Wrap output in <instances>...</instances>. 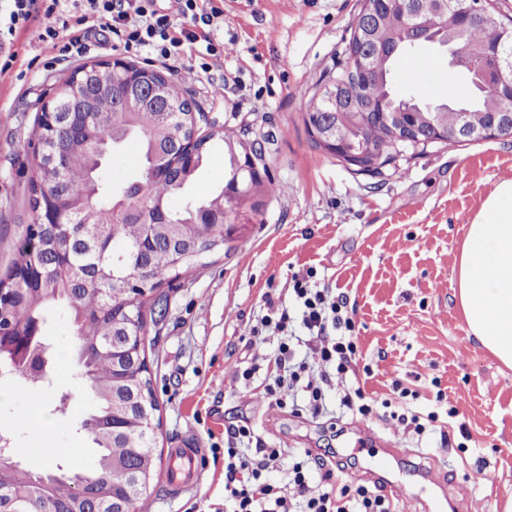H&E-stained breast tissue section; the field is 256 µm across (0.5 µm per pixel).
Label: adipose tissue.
I'll return each mask as SVG.
<instances>
[{
    "label": "adipose tissue",
    "instance_id": "1",
    "mask_svg": "<svg viewBox=\"0 0 512 512\" xmlns=\"http://www.w3.org/2000/svg\"><path fill=\"white\" fill-rule=\"evenodd\" d=\"M454 271L469 334L512 368V179L498 182L482 201Z\"/></svg>",
    "mask_w": 512,
    "mask_h": 512
}]
</instances>
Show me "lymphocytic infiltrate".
I'll return each mask as SVG.
<instances>
[{
	"instance_id": "1",
	"label": "lymphocytic infiltrate",
	"mask_w": 512,
	"mask_h": 512,
	"mask_svg": "<svg viewBox=\"0 0 512 512\" xmlns=\"http://www.w3.org/2000/svg\"><path fill=\"white\" fill-rule=\"evenodd\" d=\"M224 22V0H175L161 10L156 0H6L0 12V48L4 68L15 59L10 48L19 35L38 46L58 51L60 59L82 56L98 30L112 33L118 47L135 56L174 68L187 67L195 82L215 99L228 92L224 76V43L217 32ZM193 63H185L188 49ZM298 310L272 312L247 331L249 344L263 332L280 335L275 355L276 375L264 392L270 405L321 415L331 373L352 371L358 353L355 307L346 296L315 288L309 277L295 278ZM309 333V353L296 359L289 336L292 319ZM253 438L249 424L228 430L224 438V512H396L382 483L365 484L350 474H335L326 459L308 450L259 448L247 453ZM278 467L280 483L264 473ZM323 486L314 489L312 481Z\"/></svg>"
}]
</instances>
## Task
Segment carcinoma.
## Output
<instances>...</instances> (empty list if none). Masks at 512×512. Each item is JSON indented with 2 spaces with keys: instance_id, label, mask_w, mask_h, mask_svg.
I'll return each mask as SVG.
<instances>
[{
  "instance_id": "carcinoma-1",
  "label": "carcinoma",
  "mask_w": 512,
  "mask_h": 512,
  "mask_svg": "<svg viewBox=\"0 0 512 512\" xmlns=\"http://www.w3.org/2000/svg\"><path fill=\"white\" fill-rule=\"evenodd\" d=\"M377 11L380 18L374 20L359 13L345 46V62L328 78L337 94L336 111H346L359 104L369 108L361 113L357 125L338 120L337 140L345 143L354 154L370 155L381 150L382 159L378 165L362 170L354 168L352 172L355 174H378L381 168L396 162L403 152L418 148L414 143L394 139V131L400 127L426 130L438 115L450 120L459 112H468L474 120L481 121L493 108H506L503 102L482 91L475 83L484 52L504 34L496 24L498 17L485 23H474L460 15L448 27L449 45L445 50L452 46L467 50L469 65L454 68V73L470 89L466 100L450 105L424 102L413 94L396 92L394 63L413 55L416 44L404 33L400 19L389 15L386 4L379 3ZM354 52L372 62L362 74L351 66ZM124 78L122 71H93L88 83L93 88L101 83L120 87ZM185 93L181 85L170 81L160 101H141L136 104L137 111L127 115L112 95L93 92L75 102L72 108V122L81 130L82 141L63 154L67 177L56 178L50 154L57 143L49 138L44 139L43 152L35 163L36 175L30 187V205L35 215L44 210L37 204V197L47 193L81 203L82 208L74 222L64 225V229L72 239L84 240L91 245L89 250L73 248L61 257V262L69 268L65 277L39 275L33 268L40 264V259L18 250L5 279L25 270L32 275L16 301L0 299V320L11 323L15 330L44 321L51 309L60 306L66 308L76 327L78 364L89 384L94 405L82 421V428L95 449V466L87 470L71 463H59L53 472L58 484L50 503L53 512H80L77 505L79 487L102 498L128 497L132 510L146 501L147 486L138 490L130 485L112 486L113 475L118 469H134L156 476L157 457L153 451L156 435L151 427H159L156 419L158 403L151 387L148 363L119 365L112 360L109 340L113 337V321L117 316L133 318L129 328L135 334L134 344L140 346L138 354L146 356L143 334L147 314L156 311L154 291L170 284L182 272L205 266L203 254L176 260L167 246L168 237L177 233L187 243L210 235L221 237L225 242L230 240L228 236H221L220 230L195 222L194 216L223 196L224 189L234 182L247 192L262 186L257 171L252 175L236 174L235 155L241 154L245 147V142L241 141L235 143L234 153L224 147V187L207 198L189 202L182 210L171 208V200L183 195L193 184L212 142L226 139L221 132L207 134V142L196 154L190 171L167 164L159 157L157 148L182 134V126L163 122L161 112L182 109L186 104ZM327 96L326 90L320 95L313 94L305 125L318 123L316 113L324 107ZM132 140L139 144L142 167L123 184L114 186L106 175L107 160L112 152ZM122 197L143 206L141 219H113V205ZM159 206L166 213V224L153 223V214ZM99 266L109 267L118 278L137 276L142 280V289L113 287L112 283L95 277L94 270ZM76 281L82 285L74 294L72 289ZM127 389L143 393L138 408H124L113 403V395ZM11 498L7 512H34L38 500L31 483L23 477L13 481Z\"/></svg>"
}]
</instances>
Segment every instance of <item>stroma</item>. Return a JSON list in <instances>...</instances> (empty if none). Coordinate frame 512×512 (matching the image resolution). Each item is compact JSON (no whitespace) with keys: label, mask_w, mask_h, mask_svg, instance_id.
I'll use <instances>...</instances> for the list:
<instances>
[{"label":"stroma","mask_w":512,"mask_h":512,"mask_svg":"<svg viewBox=\"0 0 512 512\" xmlns=\"http://www.w3.org/2000/svg\"><path fill=\"white\" fill-rule=\"evenodd\" d=\"M361 7L362 0H224V75L232 93L215 99L184 72L164 71L184 84L200 130L262 146L275 190L251 195L249 224L204 267L164 287L165 314L146 326L160 417L159 475L148 512H220L224 433L243 421L273 448L333 446L352 458L366 431L403 449L386 485L398 512H505L512 495V369L468 335L450 259L482 200L512 178V137L436 143L377 175L352 173L316 147L304 123L308 102L341 58ZM13 49V67L0 75V273L34 222L30 182L44 103L80 62L113 56L94 47L82 60L58 65L24 36ZM309 269L312 285L355 304L359 342L355 373L332 376L329 412L319 417L269 406L264 397L280 336L253 346L242 339L270 309L291 306L293 279ZM42 332L62 365L40 390L10 379L25 401L0 398V431L32 471L61 459L92 468L90 444L77 431L93 402L77 363L76 328L59 310ZM251 366L253 378L243 380ZM358 375L377 402L366 421L335 409L337 393ZM397 382L419 398L400 403ZM404 407L441 415L457 408L448 429L465 426L467 449H443L434 436L415 434L396 418ZM186 437L206 449L205 475L196 489L173 497L161 474L171 448ZM482 466L493 482L477 480Z\"/></svg>","instance_id":"1"}]
</instances>
